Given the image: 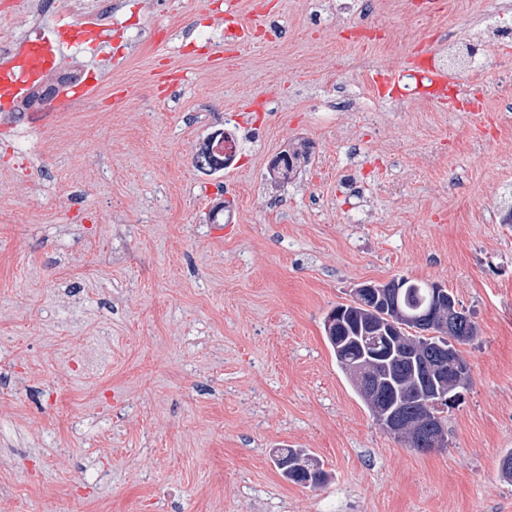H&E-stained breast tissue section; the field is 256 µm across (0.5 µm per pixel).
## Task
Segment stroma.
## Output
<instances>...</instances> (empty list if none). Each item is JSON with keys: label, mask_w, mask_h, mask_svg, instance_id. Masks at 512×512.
Wrapping results in <instances>:
<instances>
[{"label": "stroma", "mask_w": 512, "mask_h": 512, "mask_svg": "<svg viewBox=\"0 0 512 512\" xmlns=\"http://www.w3.org/2000/svg\"><path fill=\"white\" fill-rule=\"evenodd\" d=\"M224 2L94 0L107 42L64 65L110 52L94 93L0 115V512H512V0L426 24L405 0H266L279 43L227 60ZM372 12L388 41L348 40ZM448 35L486 46L489 135L370 90ZM251 97L269 108L234 128L237 196L214 219L193 158ZM400 277L478 328L428 453L379 428L324 332L357 285ZM276 448L327 482L285 480ZM279 155H286L288 157V161H286L283 167L273 168L276 170L277 176L283 179H288L292 174L296 173L302 163H306L308 160V150L304 145L301 149H286L281 151ZM288 457V460H294L296 462L301 461L304 463L311 471L312 478L310 479V482L307 484H303L302 481L307 480V477H302L301 479L298 478L297 475L294 474V472L288 470V468H277L281 471L284 478H286L288 481H291L292 483L303 485L305 487L307 486H317L322 484L326 478L327 474L323 470L320 463L315 460L311 453L308 452L305 448H280L276 451V454L274 457ZM307 456V457H306Z\"/></svg>", "instance_id": "1"}]
</instances>
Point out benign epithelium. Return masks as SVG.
<instances>
[{
    "mask_svg": "<svg viewBox=\"0 0 512 512\" xmlns=\"http://www.w3.org/2000/svg\"><path fill=\"white\" fill-rule=\"evenodd\" d=\"M446 292L440 288L433 289L432 310L422 316H404V320L425 326L438 322L447 326V318L435 313V308L444 302ZM401 333L392 326L386 330L376 329L374 335L364 336L365 358L355 366V374L365 395L371 399L380 398L377 415L379 425L393 436L406 438L415 446L431 450L447 447L443 424L439 410L458 404L466 387L465 371L452 361V350L437 343H422L411 351L412 378L416 381L431 379L439 383V388L425 395L420 401L419 422L406 420L403 403H392L389 391L385 390L386 380L375 369L377 360L386 357L392 345L400 341Z\"/></svg>",
    "mask_w": 512,
    "mask_h": 512,
    "instance_id": "1",
    "label": "benign epithelium"
}]
</instances>
